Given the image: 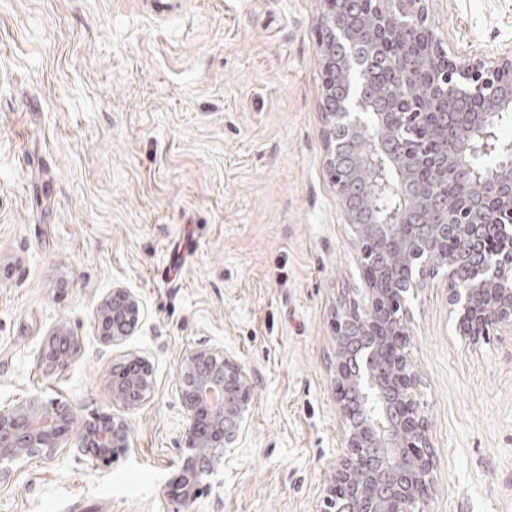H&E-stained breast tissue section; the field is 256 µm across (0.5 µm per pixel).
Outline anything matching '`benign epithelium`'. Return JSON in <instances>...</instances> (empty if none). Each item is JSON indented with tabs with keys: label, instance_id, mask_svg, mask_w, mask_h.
Wrapping results in <instances>:
<instances>
[{
	"label": "benign epithelium",
	"instance_id": "obj_1",
	"mask_svg": "<svg viewBox=\"0 0 512 512\" xmlns=\"http://www.w3.org/2000/svg\"><path fill=\"white\" fill-rule=\"evenodd\" d=\"M367 20L357 24L344 2L322 0L317 46L322 63L333 46L390 41L405 23L421 43L419 56L397 52L391 70L389 112L369 107L363 55L342 57L344 93L335 111L324 113V167L349 225L358 253L363 287L332 313L336 336L334 388L345 452L336 458L322 512H416L431 489L434 467L428 425L417 399V376L410 359L408 302L423 288L434 267L446 271L448 305L460 333L476 339L502 328L512 330V146L488 172L472 158L493 146L502 113L512 111V49L496 56L456 55L444 47L427 22V0H365ZM458 78L489 100L462 137L448 127L422 120L417 105L448 106V83ZM412 122L419 137L437 143L438 157L402 150L398 128ZM381 172L400 207L387 217H364L350 198L371 192L361 181L370 167ZM432 175L420 180L421 168ZM454 193L448 195V184ZM432 223V232L424 222ZM460 235L458 253L448 255V231ZM497 238L489 250L483 242ZM470 262L459 281L454 262ZM144 309L130 291L115 287L99 302L95 327L100 343L119 345L133 333ZM79 338L56 328L41 356L66 367ZM184 415L183 442L192 450L183 462L179 505L188 512L199 495L201 478L224 462L246 434L255 393L244 365L222 352L203 348L188 354L176 371ZM154 387L153 370L139 357L112 366V402L135 409ZM76 410L33 396L0 410V461L21 455L53 461L66 447ZM130 425L110 415L83 425L78 447L96 459L112 460L129 447Z\"/></svg>",
	"mask_w": 512,
	"mask_h": 512
}]
</instances>
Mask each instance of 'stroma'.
<instances>
[{"label":"stroma","instance_id":"35a3bbf8","mask_svg":"<svg viewBox=\"0 0 512 512\" xmlns=\"http://www.w3.org/2000/svg\"><path fill=\"white\" fill-rule=\"evenodd\" d=\"M455 51L512 48V0H428ZM320 0H0V410L36 395L130 444L0 468V512H176V368L210 348L255 391L248 433L192 512H319L341 453L331 314L361 282L324 168ZM145 315L106 347L114 287ZM434 469L425 512H512V332L461 336L442 275L410 303ZM70 367L40 359L52 329ZM136 354L154 388L113 404ZM79 344L78 336L63 327H57L51 334L48 345L41 356L55 367H66L74 358ZM153 387V370L140 357L112 366L109 392L114 404L135 409L151 395ZM130 425L123 418L105 415L84 424L78 446L96 459L111 461L118 448H128Z\"/></svg>","mask_w":512,"mask_h":512}]
</instances>
